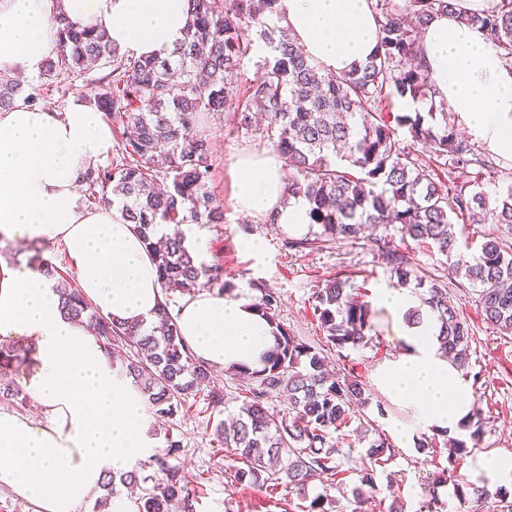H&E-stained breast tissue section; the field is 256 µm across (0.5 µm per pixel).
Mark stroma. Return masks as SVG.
I'll list each match as a JSON object with an SVG mask.
<instances>
[{
  "mask_svg": "<svg viewBox=\"0 0 512 512\" xmlns=\"http://www.w3.org/2000/svg\"><path fill=\"white\" fill-rule=\"evenodd\" d=\"M209 127L213 146L210 188L224 202V222L203 225L208 243L204 260L209 263L221 259L233 277L235 291L250 298H257L263 288L275 293L280 299L278 320L296 340L317 349L326 343L313 314L315 293L326 279L347 276L371 291L395 287L396 281L390 276V266L378 249L377 239H385L391 248L431 272L447 288L450 302L470 325V359L466 370L472 390L470 410L486 421L480 438H467L470 454L464 460H449L443 446L444 436L415 426L410 412L382 389L379 372L401 350L388 312H381L376 319L367 344L332 351L330 361L332 368L359 375L371 393V403L362 409L361 419L352 420L345 428L341 448L350 449L352 456H360L382 433L399 450L395 460L377 471V496L381 503L374 512H386L387 505L394 502L404 512H420L425 501L426 476L442 469L447 470L448 481L438 492L446 512H472V501L459 497L457 485L476 481L480 458L512 457V335H501L486 322L477 289L452 275L444 256L402 238L395 226L372 227L359 241H339L313 251L285 248L286 229L245 217L233 205V166L241 155L271 153L267 137L259 129L238 128L229 112L211 118ZM249 238L262 240L263 251L244 252L240 243ZM37 251L51 260L69 283H76V275L61 246L44 243L36 249L0 241V259L5 261L25 263ZM212 387L224 393L221 408H213L208 391L202 389L186 398L173 420L150 426L158 443H165L170 436L180 440L181 451L171 463L196 488V512H300L297 506H284L264 489L236 488L227 483L224 450L213 429L219 420L237 414L245 394L239 379L227 369L214 371ZM381 406L386 409L382 415L377 412ZM364 419L371 421V431L361 430L360 422ZM400 426L410 428V435L399 436L396 429ZM426 439L431 442L427 448L422 445Z\"/></svg>",
  "mask_w": 512,
  "mask_h": 512,
  "instance_id": "stroma-1",
  "label": "stroma"
}]
</instances>
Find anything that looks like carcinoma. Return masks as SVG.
<instances>
[{"label":"carcinoma","instance_id":"1","mask_svg":"<svg viewBox=\"0 0 512 512\" xmlns=\"http://www.w3.org/2000/svg\"><path fill=\"white\" fill-rule=\"evenodd\" d=\"M190 20L179 46L168 56L136 58L110 43L107 34L65 24L58 31L56 58L41 77L80 76L94 66L111 67L92 101L106 116L127 121L122 158L89 170L83 179L94 207L118 206L151 252L161 280L164 304L146 327L135 321L105 318L80 289L57 283L61 310L94 323L106 349H126V373L139 387L157 419L169 422L181 401L210 383L211 367L185 344L167 298L192 296L200 289L222 294L233 290L224 266L198 261L185 235L157 244L162 224H222L224 202L210 190L212 151L205 126L210 114L233 109L236 125L253 127L261 112L275 150L288 157L294 173L285 199L303 198L311 221L322 228L315 238L285 239L286 246L314 249L322 242L357 240L368 224H399L418 246L446 257L455 276L479 289L485 319L512 335V247L488 237L478 253L466 257L454 231L459 222L487 213L491 223L512 231V187L494 200L482 191L494 166L481 159L475 144L459 135L449 120L436 127L417 112L393 114L387 101L433 97L427 73L413 65L420 29L438 14H453L481 29L503 58L512 61V0H500L485 13L455 11V0H371L379 18V42L367 60L335 74L309 57L288 29L275 22L279 0H189ZM267 55L252 78H241L240 61L251 50ZM23 99L35 104L36 89L0 75V109ZM405 127L411 143L397 138ZM429 148L448 168L452 185L435 181L415 145ZM391 277L400 287L415 283L419 305L405 315L410 325L430 316L437 339L459 369L469 363L470 327L448 304V289L419 275L405 255L384 253ZM272 326L274 349L259 370H239L247 401L231 423L218 421L214 435L224 446L227 481L233 486L281 488L285 498L305 503L302 512H328L327 492L310 495L315 483L337 486L341 449L331 435L351 420L354 409L369 402L366 384L350 371L331 375L322 352L297 341L277 321V297L265 290L254 303ZM314 314L333 349L368 342L374 312L347 277H333L316 292ZM31 344H0V400L24 405L26 395L9 372L34 362ZM288 396V410L267 407L273 394ZM181 441L169 438L155 458L162 478L137 498V512H196V496L168 459ZM399 454L386 436L377 435L352 469L354 512H365L377 492V468ZM447 471L427 483V512H443L437 488ZM139 483L130 471L109 474L101 484L98 507L107 506L124 487ZM481 512L486 491L474 484L457 487Z\"/></svg>","mask_w":512,"mask_h":512}]
</instances>
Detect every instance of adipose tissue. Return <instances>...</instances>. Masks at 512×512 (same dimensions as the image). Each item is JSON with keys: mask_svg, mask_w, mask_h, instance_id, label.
Instances as JSON below:
<instances>
[{"mask_svg": "<svg viewBox=\"0 0 512 512\" xmlns=\"http://www.w3.org/2000/svg\"><path fill=\"white\" fill-rule=\"evenodd\" d=\"M189 0H0V73L29 76L57 51L60 21L105 31L137 57L167 55L184 37ZM279 22L325 69L342 73L378 46L370 0H280ZM418 62L471 141L512 160V64L484 33L454 16H435L423 31ZM112 147V126L83 99L63 110L25 101L0 110V239L57 243L83 295L103 316L152 321L164 295L143 239L114 208H85L84 173ZM236 209L305 232L309 206L284 200V161L244 156L233 169ZM374 302L400 320L397 358L380 373L386 393L430 431L465 435L469 385L445 358L434 322L404 325L417 297L378 289ZM54 282L24 264L0 260V341H29L35 362L20 387L42 419L0 409V487L36 512H75L106 474L132 470L155 455L145 397L113 362L100 338L68 319ZM183 340L211 366L258 369L272 349L267 320L239 292L203 291L177 313Z\"/></svg>", "mask_w": 512, "mask_h": 512, "instance_id": "1", "label": "adipose tissue"}]
</instances>
